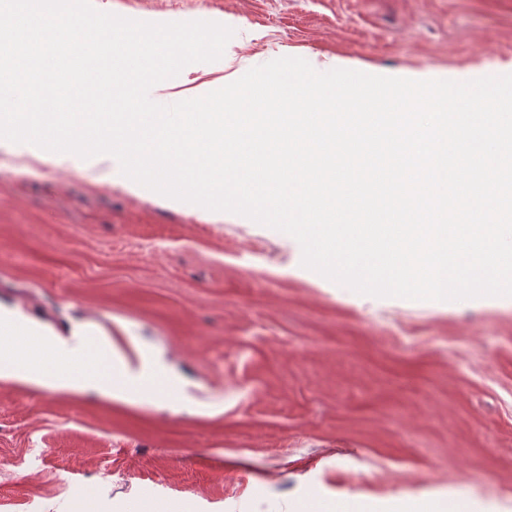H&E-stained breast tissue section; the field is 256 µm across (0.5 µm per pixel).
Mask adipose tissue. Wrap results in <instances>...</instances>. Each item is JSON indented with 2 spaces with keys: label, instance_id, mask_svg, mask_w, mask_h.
<instances>
[{
  "label": "adipose tissue",
  "instance_id": "obj_1",
  "mask_svg": "<svg viewBox=\"0 0 512 512\" xmlns=\"http://www.w3.org/2000/svg\"><path fill=\"white\" fill-rule=\"evenodd\" d=\"M0 325L18 327L22 336L39 342L32 355L18 342H0V381L20 382L36 388L73 395H94L133 403L150 397L179 412H196V404L180 388L182 382L149 347L128 356L106 334L85 325L70 336L48 331L11 310L0 309ZM292 512H476L470 501L439 497L428 501L395 498L379 501L353 496L336 502L309 492L292 506Z\"/></svg>",
  "mask_w": 512,
  "mask_h": 512
}]
</instances>
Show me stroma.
Returning a JSON list of instances; mask_svg holds the SVG:
<instances>
[{"mask_svg":"<svg viewBox=\"0 0 512 512\" xmlns=\"http://www.w3.org/2000/svg\"><path fill=\"white\" fill-rule=\"evenodd\" d=\"M126 18L239 19L223 87L274 59L467 81L512 74V0H106ZM296 240L209 221L103 169L0 146V307L158 352L203 412L0 382V512H291L330 498L461 495L512 512V303L362 301L294 275Z\"/></svg>","mask_w":512,"mask_h":512,"instance_id":"35a3bbf8","label":"stroma"}]
</instances>
